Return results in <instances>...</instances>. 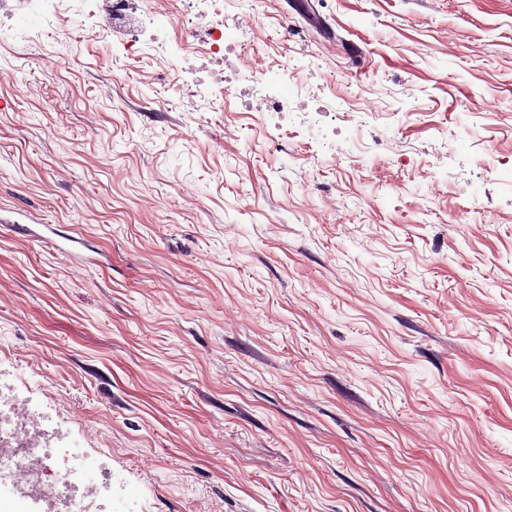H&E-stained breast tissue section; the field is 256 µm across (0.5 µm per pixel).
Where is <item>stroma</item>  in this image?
Segmentation results:
<instances>
[{"mask_svg": "<svg viewBox=\"0 0 512 512\" xmlns=\"http://www.w3.org/2000/svg\"><path fill=\"white\" fill-rule=\"evenodd\" d=\"M224 24L194 113L97 19L0 44V370L112 512H512V0Z\"/></svg>", "mask_w": 512, "mask_h": 512, "instance_id": "1", "label": "stroma"}]
</instances>
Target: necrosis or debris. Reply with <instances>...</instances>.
<instances>
[{
	"instance_id": "obj_1",
	"label": "necrosis or debris",
	"mask_w": 512,
	"mask_h": 512,
	"mask_svg": "<svg viewBox=\"0 0 512 512\" xmlns=\"http://www.w3.org/2000/svg\"><path fill=\"white\" fill-rule=\"evenodd\" d=\"M208 17L206 33L195 49L212 65L210 77L223 85L226 55L238 46L226 39L224 0H185ZM0 484L21 498L41 504V512H106L112 474L83 446L69 440L52 413L35 412L12 383L0 379Z\"/></svg>"
}]
</instances>
